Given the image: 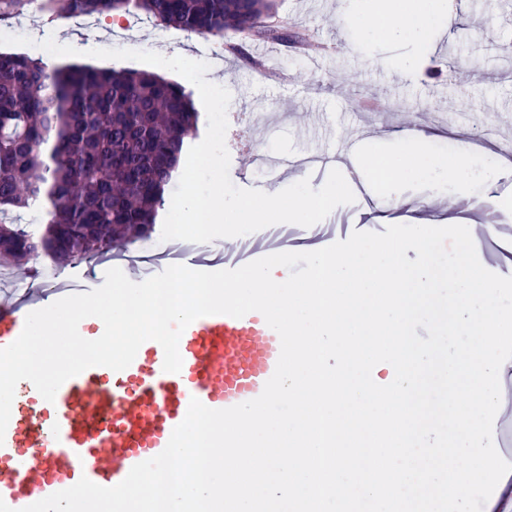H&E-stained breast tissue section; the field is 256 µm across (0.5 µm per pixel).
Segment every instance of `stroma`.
Masks as SVG:
<instances>
[{"label": "stroma", "instance_id": "1", "mask_svg": "<svg viewBox=\"0 0 512 512\" xmlns=\"http://www.w3.org/2000/svg\"><path fill=\"white\" fill-rule=\"evenodd\" d=\"M373 2L272 0L275 17L288 18L302 36L335 43V53L315 63L248 34L241 37L245 54L231 55L215 40L173 28L132 22L116 31L103 24L89 31L75 22L61 25L32 0L22 10L39 39L78 49V65L138 70V61L87 55L94 48L135 47L208 62L207 79L232 95L226 145L230 178L240 188L291 185V178L264 168L266 151L323 158L350 135L379 157L396 146V134L414 128L425 135L426 152L435 160L473 154L471 142L479 137L512 138V0H448L446 20L415 50L371 31ZM413 50L423 64L409 71L403 60ZM397 193L405 205L357 192L354 203L300 233L328 246L357 230L374 231L370 217L381 214L392 224L463 225L477 239L484 222L502 220L497 201L512 198V181L490 188L474 179L463 191L454 177L429 175L399 183ZM111 266L108 254L58 263L40 256L23 272H10L14 284L0 288V298H17L30 288L44 297L70 286L94 288Z\"/></svg>", "mask_w": 512, "mask_h": 512}]
</instances>
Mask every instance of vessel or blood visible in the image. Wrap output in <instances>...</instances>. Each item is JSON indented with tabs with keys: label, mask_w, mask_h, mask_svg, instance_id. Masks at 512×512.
Here are the masks:
<instances>
[{
	"label": "vessel or blood",
	"mask_w": 512,
	"mask_h": 512,
	"mask_svg": "<svg viewBox=\"0 0 512 512\" xmlns=\"http://www.w3.org/2000/svg\"><path fill=\"white\" fill-rule=\"evenodd\" d=\"M175 260L194 270L225 264L198 251ZM34 303H0V348L20 335ZM182 367L165 372L164 351L144 342L124 370L86 369L66 381L54 402L38 400V423L10 418L0 439V499L19 512L80 478L111 487L130 469L164 450L191 399L225 409L255 399L273 375L280 338L262 314H218L191 323L179 340Z\"/></svg>",
	"instance_id": "b4317fda"
}]
</instances>
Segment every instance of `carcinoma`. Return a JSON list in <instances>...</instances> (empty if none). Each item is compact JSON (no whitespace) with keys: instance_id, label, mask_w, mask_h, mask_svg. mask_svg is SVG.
<instances>
[{"instance_id":"obj_1","label":"carcinoma","mask_w":512,"mask_h":512,"mask_svg":"<svg viewBox=\"0 0 512 512\" xmlns=\"http://www.w3.org/2000/svg\"><path fill=\"white\" fill-rule=\"evenodd\" d=\"M70 17L143 13L188 34L228 41L265 27L270 0H49ZM192 93L149 71L50 67L0 56V213L43 205L42 233L0 223V260H81L151 235L165 192L199 129Z\"/></svg>"}]
</instances>
